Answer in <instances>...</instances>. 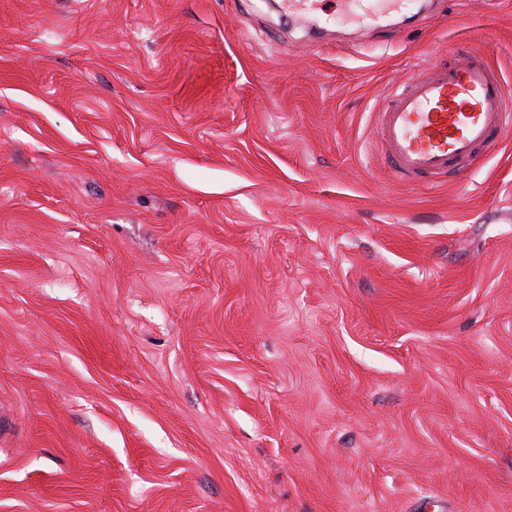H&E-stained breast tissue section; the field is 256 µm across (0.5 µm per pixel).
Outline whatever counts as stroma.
Returning a JSON list of instances; mask_svg holds the SVG:
<instances>
[{
	"instance_id": "1",
	"label": "stroma",
	"mask_w": 512,
	"mask_h": 512,
	"mask_svg": "<svg viewBox=\"0 0 512 512\" xmlns=\"http://www.w3.org/2000/svg\"><path fill=\"white\" fill-rule=\"evenodd\" d=\"M512 0H0V512H512V129L375 115ZM403 1L399 0H336V4L344 7L360 8L363 12L382 15L390 13L393 8Z\"/></svg>"
}]
</instances>
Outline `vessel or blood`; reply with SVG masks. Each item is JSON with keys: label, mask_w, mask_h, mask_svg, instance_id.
Segmentation results:
<instances>
[{"label": "vessel or blood", "mask_w": 512, "mask_h": 512, "mask_svg": "<svg viewBox=\"0 0 512 512\" xmlns=\"http://www.w3.org/2000/svg\"><path fill=\"white\" fill-rule=\"evenodd\" d=\"M399 0H336L373 14ZM512 91L487 58L472 54L453 67L405 79L377 120V137L395 177L448 174L469 167L495 146L508 117Z\"/></svg>", "instance_id": "obj_1"}]
</instances>
